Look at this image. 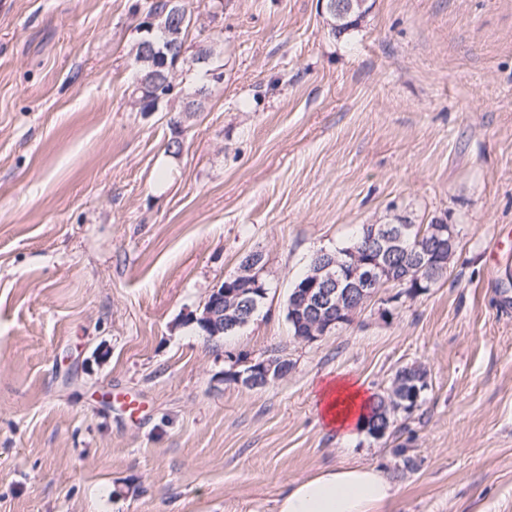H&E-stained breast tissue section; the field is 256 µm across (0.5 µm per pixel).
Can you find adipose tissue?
I'll use <instances>...</instances> for the list:
<instances>
[{
    "label": "adipose tissue",
    "instance_id": "adipose-tissue-1",
    "mask_svg": "<svg viewBox=\"0 0 512 512\" xmlns=\"http://www.w3.org/2000/svg\"><path fill=\"white\" fill-rule=\"evenodd\" d=\"M314 398L326 428L347 439L362 432L371 398L360 382L336 375L321 381ZM396 493L379 466H329L312 477L284 483L276 512H387Z\"/></svg>",
    "mask_w": 512,
    "mask_h": 512
}]
</instances>
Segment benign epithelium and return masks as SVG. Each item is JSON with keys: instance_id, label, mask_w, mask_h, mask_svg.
Returning a JSON list of instances; mask_svg holds the SVG:
<instances>
[{"instance_id": "7a95c632", "label": "benign epithelium", "mask_w": 512, "mask_h": 512, "mask_svg": "<svg viewBox=\"0 0 512 512\" xmlns=\"http://www.w3.org/2000/svg\"><path fill=\"white\" fill-rule=\"evenodd\" d=\"M182 14V0H168L165 11L157 12L151 9L138 23V29L143 32L159 28L166 36V40L161 44L153 41L139 43L138 64L141 66V82L152 87L162 81L169 87V91L158 98L154 107L145 109L143 103H136L135 109L140 112H156L161 104L166 105L172 112L178 107L184 112H197L206 102L208 90L189 91L185 88V82L179 81V64L184 54L177 55L175 50L182 42V25L178 24ZM220 45V40L215 38L201 43L196 48L197 54L193 57L190 67L208 63L209 58L220 49ZM406 223L407 217L396 215L388 223L370 225V236L364 249L373 254V259L356 265L346 290L339 296L336 295V271L333 269L336 261L326 258L318 260L313 281L304 285V290L297 296V310L305 312L307 318L313 320L310 334L301 338V341L313 342L336 330V301L349 300L354 296L370 299L375 296L378 289L390 287V258L401 250ZM434 232L437 239L444 240L448 256H455L456 234L453 225L442 220ZM436 266L433 254L424 247L420 248L416 261L409 268L411 281L419 284L431 281ZM262 270V256H248L241 268L213 288L202 312L190 315V320L198 323L213 338L224 335V300L228 298L235 303L238 302L244 309L251 306L255 302L254 294H264ZM246 365L249 369L243 371L238 360H231L230 370L226 371V376L235 383L257 388L269 384L272 379H278L286 371L284 365L267 358L252 359L246 362Z\"/></svg>"}]
</instances>
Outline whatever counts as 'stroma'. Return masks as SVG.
Masks as SVG:
<instances>
[{
  "mask_svg": "<svg viewBox=\"0 0 512 512\" xmlns=\"http://www.w3.org/2000/svg\"><path fill=\"white\" fill-rule=\"evenodd\" d=\"M371 3L337 37L318 0H187L224 81L173 114L130 104L148 0H0V512H274L355 463L390 512H512V0ZM397 214L455 224L447 278L296 339L311 258ZM252 253L265 299L208 339L186 314ZM229 354L292 367L249 388ZM411 364L391 434L318 423L323 377Z\"/></svg>",
  "mask_w": 512,
  "mask_h": 512,
  "instance_id": "stroma-1",
  "label": "stroma"
}]
</instances>
